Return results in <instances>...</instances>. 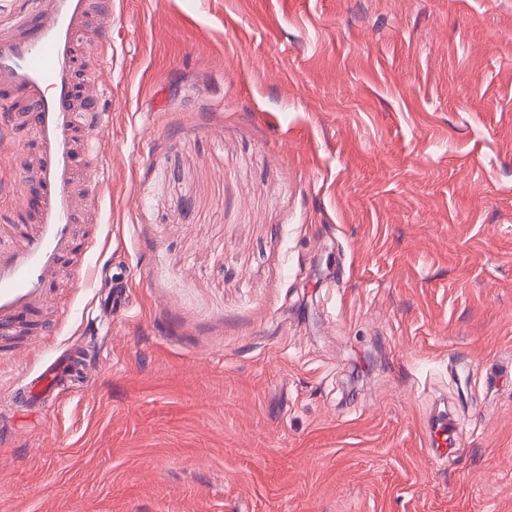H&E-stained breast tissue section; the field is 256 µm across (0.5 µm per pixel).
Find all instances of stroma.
<instances>
[{
	"label": "stroma",
	"mask_w": 512,
	"mask_h": 512,
	"mask_svg": "<svg viewBox=\"0 0 512 512\" xmlns=\"http://www.w3.org/2000/svg\"><path fill=\"white\" fill-rule=\"evenodd\" d=\"M88 42L92 272L0 356V512H512V0H112ZM69 359L67 356L56 359L47 366L41 373L39 382L43 384L47 393H53L59 386L62 376L69 368ZM431 424L432 427L428 435L429 447L433 450L436 458H448L452 449L455 448L453 419L448 416L446 410L438 411Z\"/></svg>",
	"instance_id": "1"
}]
</instances>
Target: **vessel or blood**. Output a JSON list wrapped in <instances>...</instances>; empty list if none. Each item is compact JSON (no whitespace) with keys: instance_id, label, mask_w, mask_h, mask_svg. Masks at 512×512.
<instances>
[{"instance_id":"obj_1","label":"vessel or blood","mask_w":512,"mask_h":512,"mask_svg":"<svg viewBox=\"0 0 512 512\" xmlns=\"http://www.w3.org/2000/svg\"><path fill=\"white\" fill-rule=\"evenodd\" d=\"M111 16L112 0H22L0 28V98L24 104L0 123V139L21 126L35 143L34 155L18 166L20 182L31 191L19 209L31 221L0 229V338L35 321L63 260H73L76 276L86 273L76 259L72 226L98 217L80 196L78 152H95L100 118L93 108L96 90L78 88L76 68L91 21ZM68 368L65 357L47 366L40 375L45 391L54 392ZM454 435L452 417L437 412L428 435L436 458L449 456Z\"/></svg>"}]
</instances>
